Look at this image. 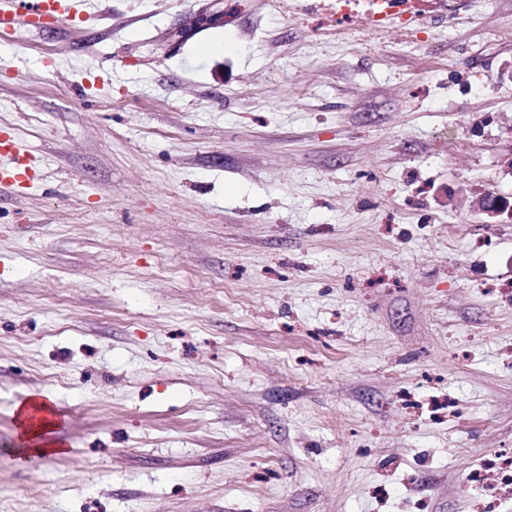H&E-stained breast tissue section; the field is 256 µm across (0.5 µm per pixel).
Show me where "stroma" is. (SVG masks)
<instances>
[{
	"label": "stroma",
	"instance_id": "obj_1",
	"mask_svg": "<svg viewBox=\"0 0 512 512\" xmlns=\"http://www.w3.org/2000/svg\"><path fill=\"white\" fill-rule=\"evenodd\" d=\"M370 9L0 31V512H512V0ZM477 207L489 218H497L507 212L512 218V204L507 198L493 192H486L477 198ZM19 409L20 426L22 429L23 448L26 452L44 456L56 452L51 441L43 435L49 433L54 427V422L48 416H41L40 412L48 409L44 402L31 398L17 405ZM490 469H502L510 472L512 470V454L507 456H494L486 460L479 468H475L471 471L468 479L464 483L465 487L483 480L486 472Z\"/></svg>",
	"mask_w": 512,
	"mask_h": 512
}]
</instances>
